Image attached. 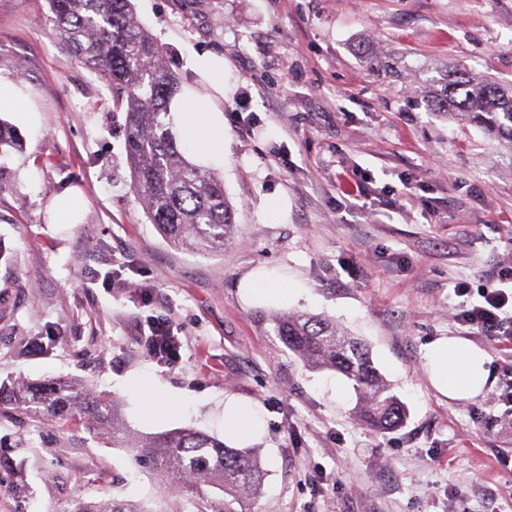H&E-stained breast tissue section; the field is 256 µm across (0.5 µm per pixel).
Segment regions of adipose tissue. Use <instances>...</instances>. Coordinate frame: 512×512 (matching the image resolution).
<instances>
[{
	"label": "adipose tissue",
	"instance_id": "adipose-tissue-1",
	"mask_svg": "<svg viewBox=\"0 0 512 512\" xmlns=\"http://www.w3.org/2000/svg\"><path fill=\"white\" fill-rule=\"evenodd\" d=\"M191 65L209 93L204 96L182 88L169 104L168 119L176 139L188 147L190 161L214 167L224 162V112L216 103L224 94V59L203 53L195 56ZM240 286L248 300L284 301L296 292L287 279L265 268L251 270ZM425 358L432 386L452 400L476 398L489 379L486 353L459 336L432 341Z\"/></svg>",
	"mask_w": 512,
	"mask_h": 512
}]
</instances>
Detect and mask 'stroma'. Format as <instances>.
<instances>
[{"mask_svg": "<svg viewBox=\"0 0 512 512\" xmlns=\"http://www.w3.org/2000/svg\"><path fill=\"white\" fill-rule=\"evenodd\" d=\"M180 85L191 59L224 58V163L236 210L220 253L168 245L133 194L124 115L110 86L50 33L48 0H0V80L26 92L34 122L0 106L19 140L0 159V385L77 378L116 398L152 436L224 434V402L253 406L267 471L256 512H512V342L459 325L453 288L512 268V157L416 91L449 66L512 83V0H133ZM393 68L374 72L371 56ZM366 190L352 212L347 183ZM78 188L80 223L54 224ZM276 270L301 286L288 310L324 315L367 342L405 403L378 432L352 413L351 385L307 370L277 335L271 304L239 283ZM168 319L182 349L157 363L141 331ZM470 339L490 378L470 400L431 385L427 345ZM179 400L147 411V389ZM25 462L24 479L12 465ZM98 467L103 481H82ZM157 493L106 434L35 430L0 413V512Z\"/></svg>", "mask_w": 512, "mask_h": 512, "instance_id": "stroma-1", "label": "stroma"}]
</instances>
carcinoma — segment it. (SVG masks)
I'll use <instances>...</instances> for the list:
<instances>
[{
  "instance_id": "cac0c4a2",
  "label": "carcinoma",
  "mask_w": 512,
  "mask_h": 512,
  "mask_svg": "<svg viewBox=\"0 0 512 512\" xmlns=\"http://www.w3.org/2000/svg\"><path fill=\"white\" fill-rule=\"evenodd\" d=\"M52 34L112 88L116 111L124 113L127 164L132 190L170 245L197 252H222L233 239L235 210L224 183L191 163L164 122L179 89L164 62V47L133 16L131 0H49ZM441 88L421 89L425 102L442 112L457 111L493 136L512 156V85L474 84L455 67ZM275 330L312 371L344 376L357 395L355 415L365 425L391 430L406 407L375 367L370 348L335 320L300 312L274 316ZM11 410L61 428L92 418L112 425V447L125 448L153 475L164 494L179 490L189 508L180 512H251L262 494L266 470L252 448H231L201 431L185 429L140 437L111 421L104 399H89L74 379L21 381L0 397ZM54 512H162L149 500L116 495L58 503Z\"/></svg>"
}]
</instances>
